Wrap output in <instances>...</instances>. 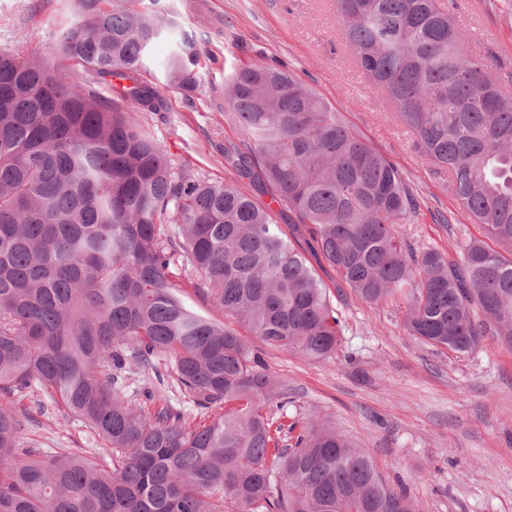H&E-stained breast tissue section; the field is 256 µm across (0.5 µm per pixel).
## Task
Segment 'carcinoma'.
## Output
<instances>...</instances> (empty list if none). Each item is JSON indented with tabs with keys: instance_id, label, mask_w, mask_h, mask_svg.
<instances>
[{
	"instance_id": "carcinoma-1",
	"label": "carcinoma",
	"mask_w": 512,
	"mask_h": 512,
	"mask_svg": "<svg viewBox=\"0 0 512 512\" xmlns=\"http://www.w3.org/2000/svg\"><path fill=\"white\" fill-rule=\"evenodd\" d=\"M66 2L59 62L0 49V393L49 394L110 455L23 448L21 420L0 409V512H417L356 441L288 412L243 335L188 309L175 279L194 275L262 343L313 361L340 345L332 287L403 302L408 334L436 350L487 334L512 346V93L444 0H334L377 96L499 246L453 260L405 236L420 202L398 166L286 69L225 77L240 137L222 151L229 179L176 167L140 123L168 110L144 77L157 44L171 43L166 84L199 88L204 53L174 3ZM162 359L214 417L192 424L152 390L126 400V366L161 383Z\"/></svg>"
}]
</instances>
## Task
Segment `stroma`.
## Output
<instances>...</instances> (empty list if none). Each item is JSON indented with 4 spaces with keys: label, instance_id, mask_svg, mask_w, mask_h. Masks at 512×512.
I'll return each instance as SVG.
<instances>
[{
    "label": "stroma",
    "instance_id": "35a3bbf8",
    "mask_svg": "<svg viewBox=\"0 0 512 512\" xmlns=\"http://www.w3.org/2000/svg\"><path fill=\"white\" fill-rule=\"evenodd\" d=\"M184 30L213 59L193 101L170 86L167 111L143 116L174 165L213 180L227 178L222 148L237 134L224 113V76L243 64L292 71L328 100L393 161L420 198L416 223L405 225L419 247L459 259L480 225L460 218L442 179L416 152L410 134L370 88L339 36L333 0H175ZM466 49L483 57L494 80L512 89V0H455ZM66 19L59 0H0V49L27 43L53 58ZM458 223H435L437 213ZM342 343L327 360L248 343L288 389L297 409L320 415L366 448L381 477L405 491L419 512H512V347L483 337L473 351H435L409 336L404 308L341 302ZM127 395L159 389L194 423L207 416L173 378L157 382L137 367L123 374ZM0 407L22 415L28 448H66L99 459L109 451L79 417L47 394H0Z\"/></svg>",
    "mask_w": 512,
    "mask_h": 512
}]
</instances>
